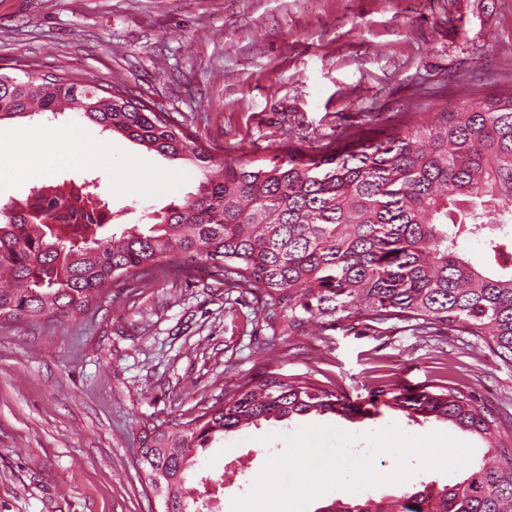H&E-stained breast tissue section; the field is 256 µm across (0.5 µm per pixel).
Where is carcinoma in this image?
I'll use <instances>...</instances> for the list:
<instances>
[{"label":"carcinoma","instance_id":"carcinoma-1","mask_svg":"<svg viewBox=\"0 0 512 512\" xmlns=\"http://www.w3.org/2000/svg\"><path fill=\"white\" fill-rule=\"evenodd\" d=\"M64 110L201 172L196 192L148 214L147 231L117 232L109 203L84 179L36 186L0 207V321L81 313L110 288L195 265L267 312L269 341L398 319L488 345L512 365V93L466 101L427 124L376 137L343 131L321 146L288 143L258 164L219 160L185 120L122 84L67 74L0 73V121ZM479 240L493 267L463 244ZM386 411L449 422L488 444L452 484L420 481L400 494L338 493L328 512H512V446L475 392L456 384L412 392L390 382L351 402L306 377L271 373L224 391L186 422L144 433L148 469L163 475L171 512H200L188 481L199 452L261 422Z\"/></svg>","mask_w":512,"mask_h":512}]
</instances>
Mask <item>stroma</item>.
<instances>
[{"label": "stroma", "mask_w": 512, "mask_h": 512, "mask_svg": "<svg viewBox=\"0 0 512 512\" xmlns=\"http://www.w3.org/2000/svg\"><path fill=\"white\" fill-rule=\"evenodd\" d=\"M119 82L180 115L225 159L269 158L279 143L320 145L380 120L421 124L469 98L512 89V0H0V68ZM41 143L36 171L10 174L15 145ZM102 176L114 223L195 192L200 174L66 112L0 122V203L36 185ZM261 317L204 272L112 288L89 310L0 323V512H163L139 448L152 426L192 419L241 378L278 372L356 400L379 382L447 378L477 391L512 441V369L484 346L410 323L310 328L272 344ZM397 424L480 439L388 412L265 422L199 457L189 485L224 473L221 512L268 457L261 439L308 425L361 434ZM239 449L245 472L225 473Z\"/></svg>", "instance_id": "obj_1"}]
</instances>
